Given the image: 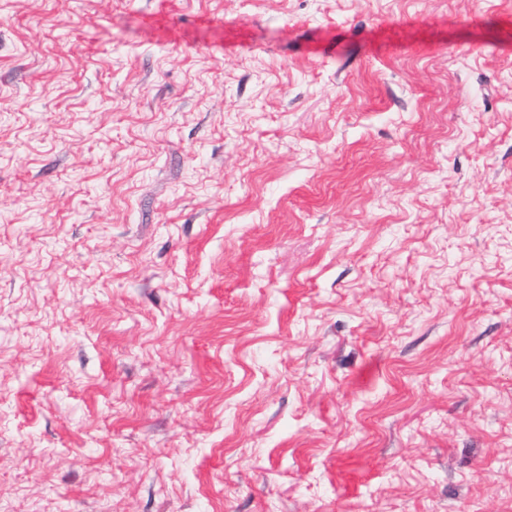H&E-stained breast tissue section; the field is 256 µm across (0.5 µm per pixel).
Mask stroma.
I'll use <instances>...</instances> for the list:
<instances>
[{
    "mask_svg": "<svg viewBox=\"0 0 512 512\" xmlns=\"http://www.w3.org/2000/svg\"><path fill=\"white\" fill-rule=\"evenodd\" d=\"M0 512H512V0H0Z\"/></svg>",
    "mask_w": 512,
    "mask_h": 512,
    "instance_id": "35a3bbf8",
    "label": "stroma"
}]
</instances>
